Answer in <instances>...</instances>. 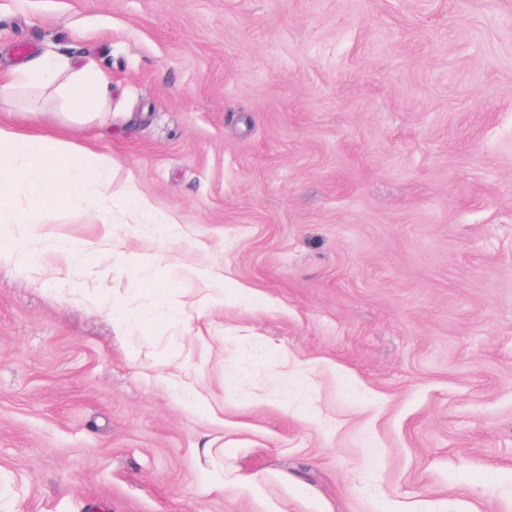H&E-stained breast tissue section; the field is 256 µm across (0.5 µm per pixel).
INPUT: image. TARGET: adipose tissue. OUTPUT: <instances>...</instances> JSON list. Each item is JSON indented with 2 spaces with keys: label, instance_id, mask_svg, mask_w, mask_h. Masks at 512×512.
I'll use <instances>...</instances> for the list:
<instances>
[{
  "label": "adipose tissue",
  "instance_id": "1",
  "mask_svg": "<svg viewBox=\"0 0 512 512\" xmlns=\"http://www.w3.org/2000/svg\"><path fill=\"white\" fill-rule=\"evenodd\" d=\"M21 85L56 92L69 104V118L76 123L104 116L112 93L104 73L70 57L49 55L0 75V100L11 99ZM28 117L35 123L30 130L0 121V262L19 260L28 249L29 225L20 212L17 185L28 184L32 208L47 219L61 204L83 209L116 194L111 159L39 126L37 110H29ZM116 195L141 214L151 211L148 201L130 190Z\"/></svg>",
  "mask_w": 512,
  "mask_h": 512
}]
</instances>
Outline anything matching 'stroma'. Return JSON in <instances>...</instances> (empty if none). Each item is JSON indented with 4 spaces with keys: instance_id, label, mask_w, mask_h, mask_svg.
Listing matches in <instances>:
<instances>
[{
    "instance_id": "35a3bbf8",
    "label": "stroma",
    "mask_w": 512,
    "mask_h": 512,
    "mask_svg": "<svg viewBox=\"0 0 512 512\" xmlns=\"http://www.w3.org/2000/svg\"><path fill=\"white\" fill-rule=\"evenodd\" d=\"M23 43L108 115L0 118L169 221L0 264V512H512V0H0Z\"/></svg>"
}]
</instances>
